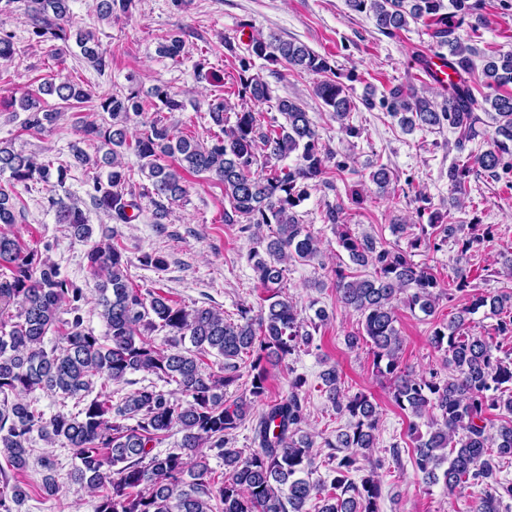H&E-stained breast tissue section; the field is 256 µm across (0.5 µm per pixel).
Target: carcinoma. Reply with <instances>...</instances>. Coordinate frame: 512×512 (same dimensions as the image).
I'll use <instances>...</instances> for the list:
<instances>
[{"instance_id":"1","label":"carcinoma","mask_w":512,"mask_h":512,"mask_svg":"<svg viewBox=\"0 0 512 512\" xmlns=\"http://www.w3.org/2000/svg\"><path fill=\"white\" fill-rule=\"evenodd\" d=\"M132 0H97L103 20L125 13ZM356 12H366L378 31L392 36L410 22L427 27L434 48L448 49L446 66L448 99L437 104L413 89H389L382 105L407 131L448 124L457 133L456 148L488 135L487 120L496 125L491 148L468 153L448 167V183L462 192L473 168L490 176L498 169H512V53L501 54L484 65L485 86L494 91L479 102L474 94L476 48L465 44L459 30L476 16L480 0H346ZM25 14L31 33L49 52L75 40L83 59L97 72L109 65L106 52L91 31L72 29L69 0H29ZM185 43L172 33L158 43L157 53L176 59ZM252 58L283 63L299 72L321 76L315 94L340 129L351 137L359 130L347 123L356 108L349 88L338 77L329 58L306 44L275 34L251 38ZM14 55V34L0 31V61ZM40 92L66 103H83L95 97L111 123L94 121L82 126L85 140L107 148L103 163L106 177L94 176L86 195L112 219L126 223L127 210L136 208L133 175L150 181L143 194L154 199L156 223L168 215V205L186 194L183 173L206 174L224 186V223L240 225L253 246L245 259L265 296L257 305L242 304L240 320L224 318L212 306L182 307L158 291L133 287L129 260L110 244L86 254L88 266L99 277L100 316L106 332L96 336L83 327L80 314L83 289L61 276L58 267L41 259L35 250L0 233V512H20L30 498L19 475L29 469L36 440L72 451L74 463L67 481L80 487L94 501V512H380V471L386 458L378 456L369 467L360 465L375 447L380 421L371 396L345 392L336 366L321 374L326 401L339 416L348 418V431L336 440L324 439L329 452L318 460L314 436L307 430L308 413L300 375L290 381L288 395L268 399L269 367L310 346L313 332L329 319L324 309L315 317L301 316L296 304L283 294L288 264L320 260L319 240L303 224L296 208L312 190L328 185L329 163L336 173L347 168L334 160L320 142L308 113L291 99L276 102L278 116L267 124L255 107L272 99L269 83L252 72V62L239 60L238 102L216 97L207 104L211 122L219 128L208 142L182 135L175 125L158 118L142 120L149 110L178 112L184 103L164 85L153 86L142 97L136 89L125 94H95L92 88L69 77L52 78ZM491 110L479 115L483 103ZM28 113L26 124L41 130L56 119L42 110L39 98L19 97ZM235 115L230 120L228 113ZM138 160V169L125 162L127 153ZM295 156L291 166L278 162ZM169 156L174 165H163ZM74 162H37L8 141H0V172H10L17 184L30 181L48 186L63 183L73 167L85 166L90 157L72 150ZM377 193H390V171L381 166L369 174ZM56 221L73 229L80 240L91 237L78 202L50 198ZM342 207L327 206L324 220L336 225L338 245L354 265L372 266L359 276L341 265L333 270L336 304L358 314L359 327L346 336L349 348L368 347L373 372L390 382L392 402L406 414L407 430L416 441L415 472L427 484L443 483L448 494L465 484L481 488L473 512H500L503 500H512V481L500 477V459H512V349L501 353L494 337L512 335V291L472 293L469 303L453 319L435 325L431 345L443 352L441 368L415 372L402 365L403 338L396 327L398 304L430 316L446 295L440 280L427 266L413 261L412 250L424 245L439 251L452 241L459 246L453 268L455 291L471 287L467 265L490 241L489 231L477 226L443 224L440 217L418 225L407 248L378 246L370 236L359 237L349 225L338 223ZM13 197L0 189V224L18 222ZM275 226L273 235L263 228ZM15 311H10V307ZM489 308L498 317L495 336H475L466 331L469 315ZM72 315L61 318L62 313ZM166 332L158 344L152 333ZM50 332L62 334V345L46 347ZM191 347H185V342ZM222 358L213 370L204 358ZM145 372L173 391L155 384L124 394L110 391L113 384L132 385L128 375ZM244 381L242 395L224 399L227 388ZM52 398L75 400L82 408L75 414L58 410L50 415L39 406L36 392ZM262 404L252 424L249 455L234 446L236 432ZM501 414L496 431L488 415ZM426 431H421V426ZM181 434L177 447L154 452L172 434ZM224 466L223 479L212 478L211 459ZM328 468L330 488L309 479L319 465ZM42 490L53 497L60 492L56 463L50 455L39 458ZM361 472L360 480L352 475Z\"/></svg>"}]
</instances>
